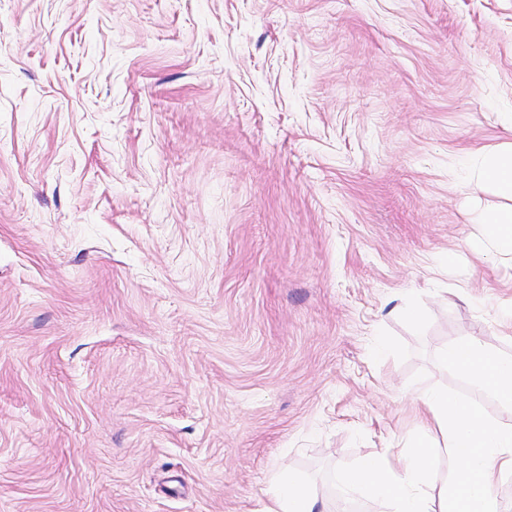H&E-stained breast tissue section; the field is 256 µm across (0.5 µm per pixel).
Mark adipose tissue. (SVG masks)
<instances>
[{
  "mask_svg": "<svg viewBox=\"0 0 512 512\" xmlns=\"http://www.w3.org/2000/svg\"><path fill=\"white\" fill-rule=\"evenodd\" d=\"M482 185L512 199V146L487 152ZM474 252L512 262V206L485 210ZM444 363L480 382L502 405L512 407V360L479 340L466 337L445 349ZM427 428L404 455L367 460L351 471L346 486L367 490L391 512H502L492 488L512 474V425L492 423L478 406L431 390L420 397ZM446 451L454 463L452 479L439 483L435 458ZM311 487L293 474L278 476L261 512H318Z\"/></svg>",
  "mask_w": 512,
  "mask_h": 512,
  "instance_id": "1",
  "label": "adipose tissue"
}]
</instances>
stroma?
Segmentation results:
<instances>
[{
	"label": "stroma",
	"instance_id": "obj_1",
	"mask_svg": "<svg viewBox=\"0 0 512 512\" xmlns=\"http://www.w3.org/2000/svg\"><path fill=\"white\" fill-rule=\"evenodd\" d=\"M510 142L512 0H0V512H388L417 392L512 425L440 357L512 358ZM482 185L512 199V146L487 152L480 169ZM480 224V235L471 245L472 251L512 263V206L485 210ZM317 504V496L307 483L291 473H283L261 512H318Z\"/></svg>",
	"mask_w": 512,
	"mask_h": 512
}]
</instances>
